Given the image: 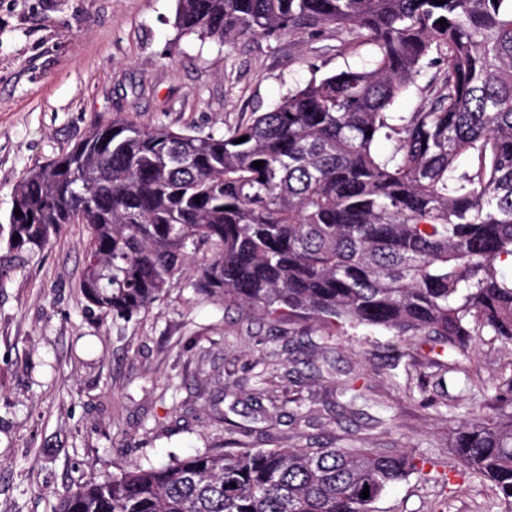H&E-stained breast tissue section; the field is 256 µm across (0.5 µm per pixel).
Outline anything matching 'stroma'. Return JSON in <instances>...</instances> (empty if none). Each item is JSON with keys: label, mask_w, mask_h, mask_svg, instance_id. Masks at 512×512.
Here are the masks:
<instances>
[{"label": "stroma", "mask_w": 512, "mask_h": 512, "mask_svg": "<svg viewBox=\"0 0 512 512\" xmlns=\"http://www.w3.org/2000/svg\"><path fill=\"white\" fill-rule=\"evenodd\" d=\"M176 0H0V255L12 192L22 176L122 118L175 131L223 135L269 110L312 73L359 68L369 46L344 51L328 26L221 43L180 34ZM82 224L65 225L28 265L0 284V512H54L76 487L129 464L161 465L223 447L340 444L370 427L336 416L332 377H317L314 322L266 318L173 279L145 313L111 319L86 308ZM336 369L360 375L396 425L377 447L409 448L433 473L387 489L373 512H488L489 483L443 484L447 414L422 409L394 383L411 359L440 346L360 329L329 340ZM279 362L292 392L314 405L249 399L252 366ZM218 405L225 423L208 408Z\"/></svg>", "instance_id": "35a3bbf8"}]
</instances>
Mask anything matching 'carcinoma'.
<instances>
[{
    "label": "carcinoma",
    "instance_id": "1",
    "mask_svg": "<svg viewBox=\"0 0 512 512\" xmlns=\"http://www.w3.org/2000/svg\"><path fill=\"white\" fill-rule=\"evenodd\" d=\"M175 26L224 43L334 26L373 54L367 68L312 76L227 135L94 126L15 186L0 283L79 222L81 293L104 315L148 311L205 246L189 285L227 307L432 338L448 362L412 361L405 388L424 409L458 412L448 472L491 484L512 512V357L486 376L473 366L483 337L512 345V0H177ZM427 62L442 65L431 102L389 111ZM380 138L390 153L373 150ZM434 368L480 398L430 397ZM255 378L250 399L277 407L283 376L267 364ZM358 380L336 376L344 413H361ZM424 465L360 432L334 447L238 440L123 469L57 512H370L391 485L429 478Z\"/></svg>",
    "mask_w": 512,
    "mask_h": 512
}]
</instances>
